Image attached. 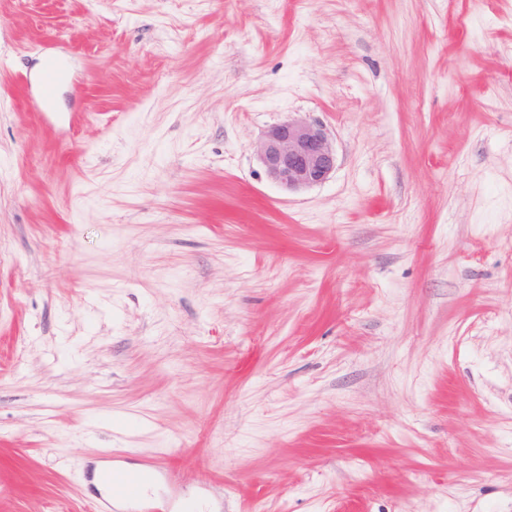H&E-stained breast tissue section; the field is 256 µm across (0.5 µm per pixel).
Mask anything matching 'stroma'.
<instances>
[{"mask_svg": "<svg viewBox=\"0 0 512 512\" xmlns=\"http://www.w3.org/2000/svg\"><path fill=\"white\" fill-rule=\"evenodd\" d=\"M296 116L337 162L288 193ZM109 459L172 512H512V0H0V512ZM269 180L287 191L323 183L336 167V150L319 122L293 118L268 128L253 144Z\"/></svg>", "mask_w": 512, "mask_h": 512, "instance_id": "stroma-1", "label": "stroma"}]
</instances>
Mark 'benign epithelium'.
<instances>
[{"label":"benign epithelium","mask_w":512,"mask_h":512,"mask_svg":"<svg viewBox=\"0 0 512 512\" xmlns=\"http://www.w3.org/2000/svg\"><path fill=\"white\" fill-rule=\"evenodd\" d=\"M269 180L287 191L323 183L336 167V150L324 126L293 118L268 128L253 144Z\"/></svg>","instance_id":"obj_1"}]
</instances>
